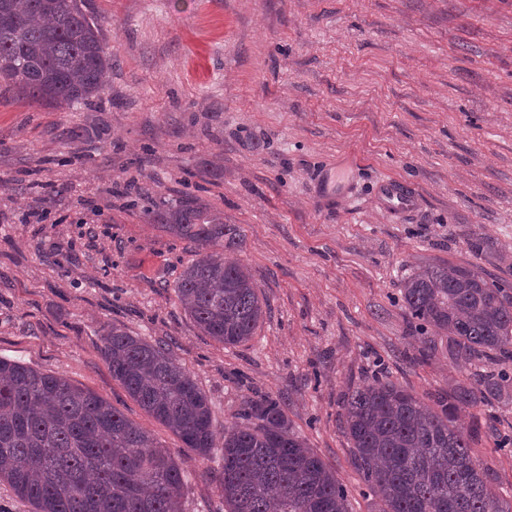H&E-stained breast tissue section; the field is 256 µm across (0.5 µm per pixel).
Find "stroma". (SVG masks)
<instances>
[{"label": "stroma", "instance_id": "obj_1", "mask_svg": "<svg viewBox=\"0 0 512 512\" xmlns=\"http://www.w3.org/2000/svg\"><path fill=\"white\" fill-rule=\"evenodd\" d=\"M112 55L100 97L56 110L0 81V358L108 399L170 448L183 512H224L207 458L113 378L111 326L169 343L217 427L280 401L292 430L372 512L339 422L352 386L387 375L434 405L468 369L402 300L424 266L512 292V0H92ZM76 126L88 136L71 141ZM414 206H384L381 184ZM193 199L245 235L267 307L252 338L201 335L175 285L196 243L150 223ZM480 241L472 252L471 241ZM499 419L496 431L484 423ZM512 495V390L464 417Z\"/></svg>", "mask_w": 512, "mask_h": 512}]
</instances>
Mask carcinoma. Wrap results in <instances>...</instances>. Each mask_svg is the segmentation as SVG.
<instances>
[{"label": "carcinoma", "mask_w": 512, "mask_h": 512, "mask_svg": "<svg viewBox=\"0 0 512 512\" xmlns=\"http://www.w3.org/2000/svg\"><path fill=\"white\" fill-rule=\"evenodd\" d=\"M110 68L104 21L88 0H0V79L31 99L56 109L87 101ZM146 216L202 249L175 287L201 333L224 345L253 336L264 300L250 271L224 258L242 247L240 226L193 200H164ZM401 292L411 317L436 332L423 354L444 341L452 360L476 371L434 408L389 380L349 390L344 433L374 512H512L473 455L478 428L460 423L512 387L506 371L485 370L512 362V294L451 265L415 269ZM103 353L112 377L186 447L204 457L222 449L224 512H350L347 491L278 400L248 401L240 418L257 424L219 436L208 397L165 345L114 326ZM0 481L32 512H182L183 471L169 449L95 392L3 358Z\"/></svg>", "instance_id": "carcinoma-1"}]
</instances>
